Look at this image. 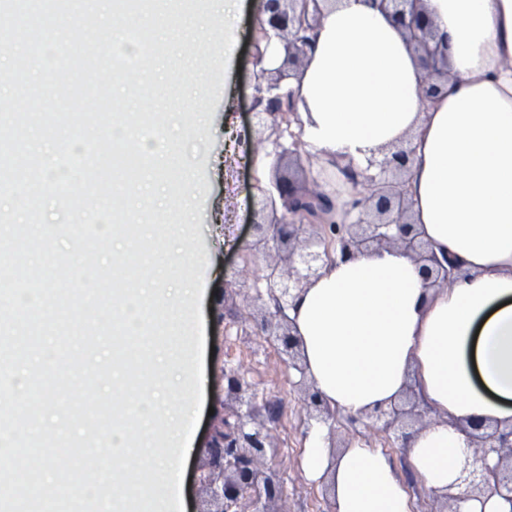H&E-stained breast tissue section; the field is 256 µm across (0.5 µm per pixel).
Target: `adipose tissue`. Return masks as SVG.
I'll list each match as a JSON object with an SVG mask.
<instances>
[{"label": "adipose tissue", "mask_w": 512, "mask_h": 512, "mask_svg": "<svg viewBox=\"0 0 512 512\" xmlns=\"http://www.w3.org/2000/svg\"><path fill=\"white\" fill-rule=\"evenodd\" d=\"M448 40L451 76L431 100L402 33L370 0H335L288 89L306 153L355 169L410 151L415 224L462 270L426 287L396 248L336 259L288 310L309 379L338 413L360 416L407 384L440 418L413 439L407 469L429 496L458 488L472 460L466 421L512 423V0H425ZM307 478L329 484L336 512H411L388 455L323 446Z\"/></svg>", "instance_id": "obj_1"}]
</instances>
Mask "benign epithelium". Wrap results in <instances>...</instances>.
Here are the masks:
<instances>
[{"mask_svg":"<svg viewBox=\"0 0 512 512\" xmlns=\"http://www.w3.org/2000/svg\"><path fill=\"white\" fill-rule=\"evenodd\" d=\"M258 33L265 40L277 38L283 46L288 69L297 71L305 65L312 49L314 31L321 16L320 0H262ZM405 36L423 71L420 95L435 97L440 82L448 79L446 44L428 15L424 0H371ZM256 96L253 116L269 134L251 143L250 150L265 152L275 177L261 190V220L253 223L254 240L243 257L249 265L251 257L264 252L270 243L281 252L279 260L266 266L254 282L256 298H267L275 308L278 321L264 322L267 340L280 353L288 367L299 374L295 387L304 395L310 417L327 427L328 447L336 449V412L332 411L308 382L299 361V342L292 333L287 309L290 300L318 277L320 270L335 261L356 254L399 248L422 264V274L429 284L445 288L460 268L458 259L439 256L417 230L412 219V204L407 196L410 174L409 152L396 149L379 163H370L359 172L351 167L345 175L361 185L357 196L345 211L341 223L326 221L322 213L324 191L313 181L297 185L281 173L285 161L300 162L298 150V112L291 95L282 92L286 77L283 68L264 67V55L254 52ZM314 227L307 236L299 237L304 224ZM224 409L209 432L206 454L210 471L194 477L206 493L218 503L214 512H284L283 480L279 470L266 460L275 456L277 446L266 427L276 416L255 406L256 389L239 369L224 370ZM424 403L415 390H410L406 404L378 407L367 413L372 425L394 438L401 448L409 447L417 431L413 423L422 420ZM466 434L475 444V462L463 469V493L441 496L437 512H459L457 502L496 494L512 502V424L471 425ZM494 452V466H476Z\"/></svg>","mask_w":512,"mask_h":512,"instance_id":"1","label":"benign epithelium"}]
</instances>
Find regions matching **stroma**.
Here are the masks:
<instances>
[{
  "label": "stroma",
  "mask_w": 512,
  "mask_h": 512,
  "mask_svg": "<svg viewBox=\"0 0 512 512\" xmlns=\"http://www.w3.org/2000/svg\"><path fill=\"white\" fill-rule=\"evenodd\" d=\"M256 27L255 14H248L226 72L209 65L204 86L190 84L189 94L200 101L195 112L201 119L199 130H191L189 118H181L171 133L180 139L185 162L196 169L189 190L193 196L194 213L190 221L197 236L192 248L197 257L193 270L203 273L205 286L201 299L204 326L203 388L204 406L219 407L224 398L222 370L240 368L258 392L259 403L278 407L279 415L269 426L279 451L274 461L284 481L285 512H326L322 488L309 482L301 469L302 451L312 429L307 409L293 385L295 375L278 351L267 342L259 324L241 322L240 312L254 302L253 291L244 289L262 275L271 257L259 254L251 267H244L240 256L252 239L250 223L258 209L259 191L253 186L248 165L225 167L224 110L233 107L238 121L241 145H248L258 135V127L249 116L254 94V73L249 43ZM232 234L236 245L225 248V234ZM238 289L235 304L224 301V291ZM336 437L349 444L360 443L387 452L398 473H406V451L362 417L337 416Z\"/></svg>",
  "instance_id": "35a3bbf8"
}]
</instances>
